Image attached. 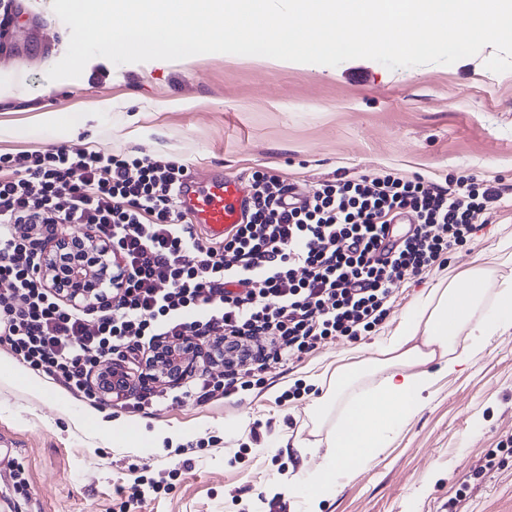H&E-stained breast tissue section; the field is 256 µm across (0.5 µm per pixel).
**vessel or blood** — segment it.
I'll return each instance as SVG.
<instances>
[{
    "mask_svg": "<svg viewBox=\"0 0 512 512\" xmlns=\"http://www.w3.org/2000/svg\"><path fill=\"white\" fill-rule=\"evenodd\" d=\"M177 200L180 210L212 239L223 238L242 223L248 207L246 186L220 169L204 175L186 172L177 189Z\"/></svg>",
    "mask_w": 512,
    "mask_h": 512,
    "instance_id": "1",
    "label": "vessel or blood"
}]
</instances>
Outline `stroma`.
Wrapping results in <instances>:
<instances>
[{"mask_svg":"<svg viewBox=\"0 0 512 512\" xmlns=\"http://www.w3.org/2000/svg\"><path fill=\"white\" fill-rule=\"evenodd\" d=\"M11 51L0 55V153L90 146L165 157L250 180L271 170L297 191L340 176L393 172L447 185L473 176L504 188L500 204L445 267L401 283L367 336L337 338L288 364H268L262 388L219 403L168 399L144 413L91 407L44 381L43 392L0 383V491L14 512H448L463 479L512 435V333L488 340L463 371L438 377L420 410L375 460L339 466L330 491L292 494L300 469L325 452L309 405L308 372L344 352L375 357L417 297L449 270L475 264L512 279V71L485 62L493 46L454 64L388 69L369 59L336 66L224 53L113 64L91 59L76 79L47 80L70 29L52 0H17ZM58 114L49 125L44 113ZM83 412L74 427L69 410ZM112 421L117 436L98 432ZM175 431L155 445L120 433ZM26 487L14 489L15 473ZM458 512H512V457L470 479Z\"/></svg>","mask_w":512,"mask_h":512,"instance_id":"35a3bbf8","label":"stroma"}]
</instances>
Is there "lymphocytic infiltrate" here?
<instances>
[{
  "label": "lymphocytic infiltrate",
  "instance_id": "1",
  "mask_svg": "<svg viewBox=\"0 0 512 512\" xmlns=\"http://www.w3.org/2000/svg\"><path fill=\"white\" fill-rule=\"evenodd\" d=\"M184 171L89 148L0 154V343L89 405L101 402L91 383L101 359L140 375L162 341L223 340V375L181 390L205 404L260 386L267 360L358 339L401 282L442 263L501 198L471 177L452 188L389 173L327 181L288 206L291 185L256 174L244 224L216 246L178 208ZM58 224L85 225L120 253L125 279L110 301L70 306L37 277L36 231Z\"/></svg>",
  "mask_w": 512,
  "mask_h": 512
}]
</instances>
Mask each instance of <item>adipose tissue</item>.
I'll use <instances>...</instances> for the list:
<instances>
[{"instance_id":"1","label":"adipose tissue","mask_w":512,"mask_h":512,"mask_svg":"<svg viewBox=\"0 0 512 512\" xmlns=\"http://www.w3.org/2000/svg\"><path fill=\"white\" fill-rule=\"evenodd\" d=\"M510 332L512 281L497 280L489 268L471 266L422 294L377 340V358L337 366L324 395L313 400L315 409L336 412L313 482L329 487L340 464L373 461L421 408L438 374L461 370L485 338Z\"/></svg>"}]
</instances>
